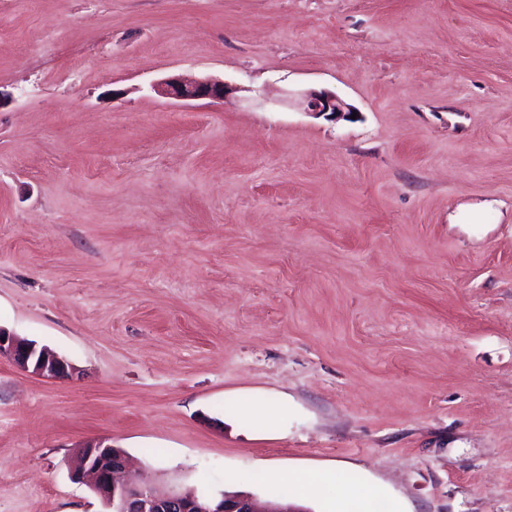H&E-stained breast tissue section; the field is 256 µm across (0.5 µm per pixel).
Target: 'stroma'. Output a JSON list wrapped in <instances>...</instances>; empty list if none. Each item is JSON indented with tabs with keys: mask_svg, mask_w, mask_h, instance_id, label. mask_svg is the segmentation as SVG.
Returning a JSON list of instances; mask_svg holds the SVG:
<instances>
[{
	"mask_svg": "<svg viewBox=\"0 0 512 512\" xmlns=\"http://www.w3.org/2000/svg\"><path fill=\"white\" fill-rule=\"evenodd\" d=\"M0 33V327L78 370L0 356V512H112L91 439L306 512H512V0H0ZM158 90L176 100H223L227 92L223 81L210 78L183 80L176 76L161 82ZM306 109L316 115L325 116L327 120L336 121L348 118L353 112L335 94L327 91L310 93L306 98Z\"/></svg>",
	"mask_w": 512,
	"mask_h": 512,
	"instance_id": "35a3bbf8",
	"label": "stroma"
}]
</instances>
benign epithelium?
Segmentation results:
<instances>
[{"label":"benign epithelium","instance_id":"7a95c632","mask_svg":"<svg viewBox=\"0 0 512 512\" xmlns=\"http://www.w3.org/2000/svg\"><path fill=\"white\" fill-rule=\"evenodd\" d=\"M158 90L176 100H222L227 92L222 81L183 80L176 76L161 82ZM306 109L330 121L352 115L342 100L327 91L309 94ZM1 355L9 356L22 369L41 377L65 379L74 374V367L67 358L0 328ZM77 456L72 478L88 485L112 507V512H307L288 503H270L260 508L248 494L224 492L217 500L200 495L194 489L143 484L129 473L125 453L104 440L82 445Z\"/></svg>","mask_w":512,"mask_h":512}]
</instances>
